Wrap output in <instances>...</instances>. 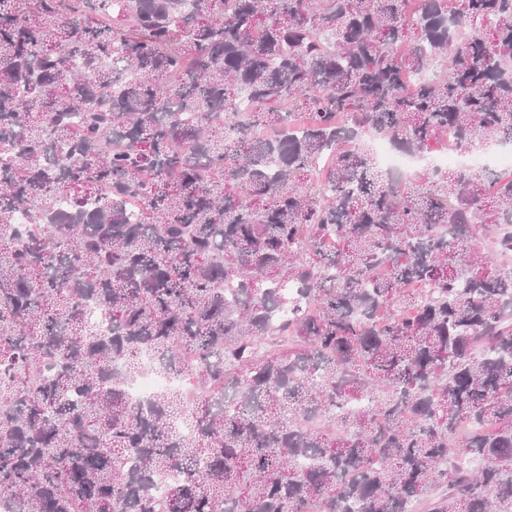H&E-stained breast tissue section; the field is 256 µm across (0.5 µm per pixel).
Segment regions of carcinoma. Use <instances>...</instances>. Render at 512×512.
I'll return each instance as SVG.
<instances>
[{
  "instance_id": "obj_1",
  "label": "carcinoma",
  "mask_w": 512,
  "mask_h": 512,
  "mask_svg": "<svg viewBox=\"0 0 512 512\" xmlns=\"http://www.w3.org/2000/svg\"><path fill=\"white\" fill-rule=\"evenodd\" d=\"M367 136L512 142V0H0L7 512H512V174ZM169 383L171 380L159 373L150 359H146L142 372L130 385V397L135 402L146 401L153 393Z\"/></svg>"
}]
</instances>
